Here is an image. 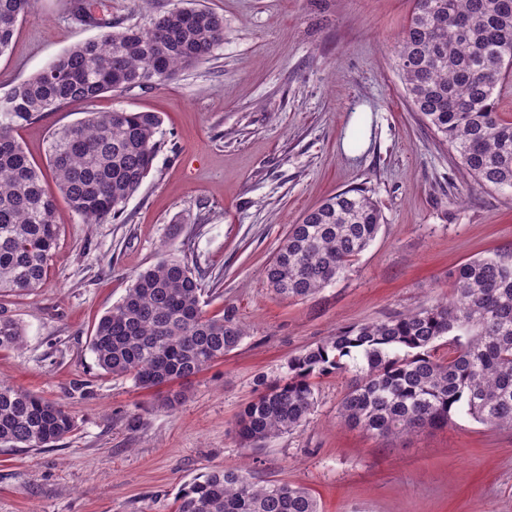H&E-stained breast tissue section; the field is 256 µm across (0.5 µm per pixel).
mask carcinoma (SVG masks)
<instances>
[{
    "label": "carcinoma",
    "mask_w": 512,
    "mask_h": 512,
    "mask_svg": "<svg viewBox=\"0 0 512 512\" xmlns=\"http://www.w3.org/2000/svg\"><path fill=\"white\" fill-rule=\"evenodd\" d=\"M33 0H0V55ZM108 5L78 0L75 12L106 29L56 56L0 97V299L40 288L59 226L56 196L84 224L120 217L160 148L161 117L119 109L89 112L55 134L46 173L15 128L44 112L104 93L159 85L195 67L224 43V18L174 7L147 26L113 29ZM415 111L457 154L481 187L512 188V122L498 113L496 89L512 76V0H415L395 56ZM382 222L362 189L336 193L289 225L266 269L271 290L303 299L336 281ZM451 299L385 320L340 329L289 358L287 375L248 402L236 421L246 447L297 431L316 399L313 379L352 374L338 406L344 425L381 437L442 428L464 413L512 430V261L483 256L453 274ZM245 335L232 313L203 310L198 276L165 256L139 272L98 321L91 349L98 366L147 390L186 382L234 349ZM448 337V359L435 343ZM19 321L0 306V350L24 344ZM76 430L66 407L0 380V446L52 448ZM176 512H319L308 489L255 483L243 469L215 470L180 490Z\"/></svg>",
    "instance_id": "cac0c4a2"
}]
</instances>
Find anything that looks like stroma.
<instances>
[{"label": "stroma", "instance_id": "obj_1", "mask_svg": "<svg viewBox=\"0 0 512 512\" xmlns=\"http://www.w3.org/2000/svg\"><path fill=\"white\" fill-rule=\"evenodd\" d=\"M224 18V43L161 85L72 103L20 126L46 165L52 134L89 112H156L161 148L119 220L84 224L57 202L48 277L7 299L21 350L0 378L62 403L77 429L57 446L0 449V512H175L181 487L244 466L256 482L310 490L321 512H512V431L466 415L448 427L382 438L341 423L347 374L315 378L306 424L242 447L235 422L258 379L336 330L381 321L452 292L470 259L512 255V192L473 186L455 152L415 112L394 45L414 0H197ZM72 0H33L8 52L0 97L101 28ZM376 201L380 230L350 272L303 300L268 287L290 224L338 191ZM201 278L208 314L244 328L224 359L159 394L104 373L90 340L100 317L165 252Z\"/></svg>", "mask_w": 512, "mask_h": 512}]
</instances>
